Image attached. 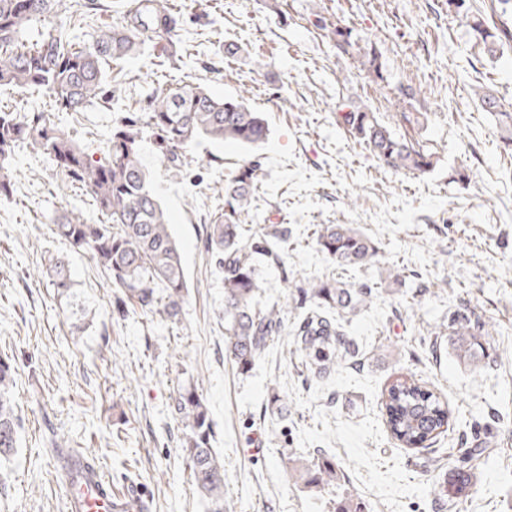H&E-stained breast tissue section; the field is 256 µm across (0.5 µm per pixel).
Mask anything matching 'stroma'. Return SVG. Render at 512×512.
<instances>
[{
	"label": "stroma",
	"mask_w": 512,
	"mask_h": 512,
	"mask_svg": "<svg viewBox=\"0 0 512 512\" xmlns=\"http://www.w3.org/2000/svg\"><path fill=\"white\" fill-rule=\"evenodd\" d=\"M182 41L177 61L141 56L109 66L107 102L53 119L82 142H102L117 113L185 81L244 95L268 122L254 146L202 143L180 170L153 139L141 157L185 268L180 322L129 306L112 314L114 288L91 252L53 232L71 210L101 215L30 150L13 161L16 190L0 199V356L16 368L21 421L16 453L0 461V512H67L54 443L78 450L114 488H132L146 512H208L181 448L173 403L195 386L213 420L231 512H336L352 496L365 512H512V146L479 102L492 91L512 112V46L490 60L447 0H167ZM340 19L372 42L386 66L375 82L359 56L339 55L317 17ZM239 48L227 56L226 45ZM412 86L413 97L400 89ZM353 100L438 156L420 176L384 167L336 122ZM260 157L245 235L288 230L284 266L260 271L262 305L304 279L370 283L377 299L346 331L356 363L317 376L302 365L288 312L282 336L247 374L225 352L224 289L203 245L243 160ZM467 181H457V172ZM348 224L379 249L376 263L340 268L319 252L321 225ZM68 256L74 296L57 298L45 265ZM485 323L484 356L460 361L448 316ZM437 341L436 351L424 345ZM412 374L448 406L429 448L392 437L381 394ZM280 396L286 409L272 405ZM336 460L335 489L304 483L318 455Z\"/></svg>",
	"instance_id": "obj_1"
}]
</instances>
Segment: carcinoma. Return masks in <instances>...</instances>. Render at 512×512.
I'll return each instance as SVG.
<instances>
[{
  "mask_svg": "<svg viewBox=\"0 0 512 512\" xmlns=\"http://www.w3.org/2000/svg\"><path fill=\"white\" fill-rule=\"evenodd\" d=\"M73 7L67 0H0V86L42 89L52 96L55 110L85 112L105 94L108 63L136 55L148 41L159 45L169 60L180 56L182 46L174 39L176 22L164 0H137L107 28H96L85 38L71 29ZM448 10L478 36L490 57L512 45V29L494 20L496 9L485 18L481 10L465 7V0H448ZM314 26L325 32L336 53L346 55L358 49L363 67L384 81L385 65L373 44L358 46L353 30L339 20L319 17ZM479 101L484 110L497 116L506 132V144L512 145V113L502 110L491 93H483ZM336 119L391 169L424 174L437 163L435 153L425 144L396 132L352 100L336 106ZM267 131L264 114L244 97H221L188 83L147 96L139 112L122 113L113 121L111 137L96 148L78 142L48 112L0 110V198L13 194L15 155L32 149L53 173L79 185L102 216L101 223L89 224L81 215L66 211L54 222V233L72 248L90 251L109 272L112 284L142 312H159L176 322L185 302V271L166 213L141 161L143 135L151 134L162 157L177 169L200 140L254 145L266 138ZM260 170V159L244 161L238 175L224 186V205L205 225V248L224 284L226 350L242 374L252 369L284 331L288 314L286 304L276 309L258 307L260 281L255 264L258 256L284 262L288 229L273 225L256 238L242 235L251 208V186ZM316 243L340 267L375 263L379 254L369 237L348 224L324 225ZM46 273L57 296H69L74 283L66 260L48 258ZM297 290L312 302L296 330L297 342L306 368L325 374L356 352L344 323L371 302L373 288L308 279ZM451 327L457 357L476 362L483 354L477 337L489 332L465 314L453 315ZM14 375L11 359L0 356L1 459L13 455L19 442L20 424L11 396ZM381 406L391 434L406 448H424L448 429V407L411 376L395 379L382 392ZM174 412L186 430L184 452L194 484L208 501L210 512H227L224 469L211 446L213 421L203 396L195 388L184 389L175 400ZM338 470L333 460L317 457L304 469L305 481L334 487Z\"/></svg>",
  "mask_w": 512,
  "mask_h": 512,
  "instance_id": "carcinoma-1",
  "label": "carcinoma"
}]
</instances>
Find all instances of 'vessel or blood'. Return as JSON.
I'll return each instance as SVG.
<instances>
[{"mask_svg":"<svg viewBox=\"0 0 512 512\" xmlns=\"http://www.w3.org/2000/svg\"><path fill=\"white\" fill-rule=\"evenodd\" d=\"M69 512H131L134 494H117L88 459L72 458L64 475Z\"/></svg>","mask_w":512,"mask_h":512,"instance_id":"obj_1","label":"vessel or blood"}]
</instances>
